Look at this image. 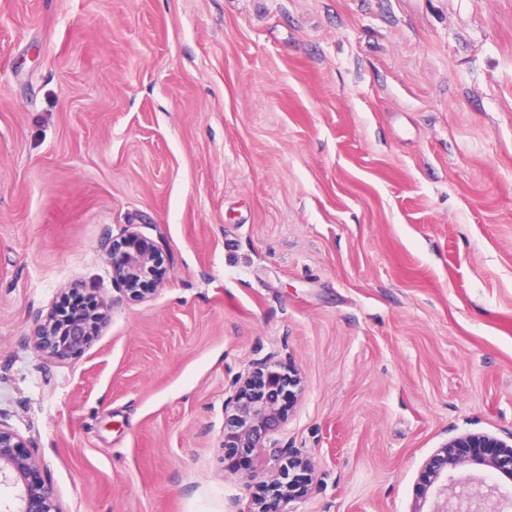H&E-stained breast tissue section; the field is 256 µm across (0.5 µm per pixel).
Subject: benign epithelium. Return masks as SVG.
<instances>
[{
  "instance_id": "7a95c632",
  "label": "benign epithelium",
  "mask_w": 512,
  "mask_h": 512,
  "mask_svg": "<svg viewBox=\"0 0 512 512\" xmlns=\"http://www.w3.org/2000/svg\"><path fill=\"white\" fill-rule=\"evenodd\" d=\"M112 288L132 298L144 297L148 286H160L168 277L162 251L137 231L102 244ZM74 282L66 298L36 320L31 340L40 356L56 364L81 355L106 322L109 302L84 294ZM301 392V378L293 368L284 371L263 360L236 376L224 399V447L237 456L270 449L271 479L265 494L278 503L279 512H292L294 479L290 473L309 468L302 455L281 445L284 424L282 401ZM430 480L421 487L422 499H431L429 512H505L499 487L485 486L482 472L512 482V443L488 434H468L445 443L425 465ZM0 487L9 491L0 512H62L56 490L31 440L0 420Z\"/></svg>"
}]
</instances>
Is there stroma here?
I'll return each instance as SVG.
<instances>
[{
  "label": "stroma",
  "instance_id": "stroma-1",
  "mask_svg": "<svg viewBox=\"0 0 512 512\" xmlns=\"http://www.w3.org/2000/svg\"><path fill=\"white\" fill-rule=\"evenodd\" d=\"M74 282L110 321L60 365ZM271 356L294 512H420L442 444L512 437V0H0V420L62 512H249L224 391ZM102 248L112 287L129 298H144L147 286H160L168 277L159 246L137 231L109 239ZM82 283L74 282L63 299L44 317H38L31 340L40 356L56 364L81 355L99 328L106 322L109 302L102 296L87 294ZM83 299L71 302L72 296ZM66 297V298H65Z\"/></svg>",
  "mask_w": 512,
  "mask_h": 512
}]
</instances>
